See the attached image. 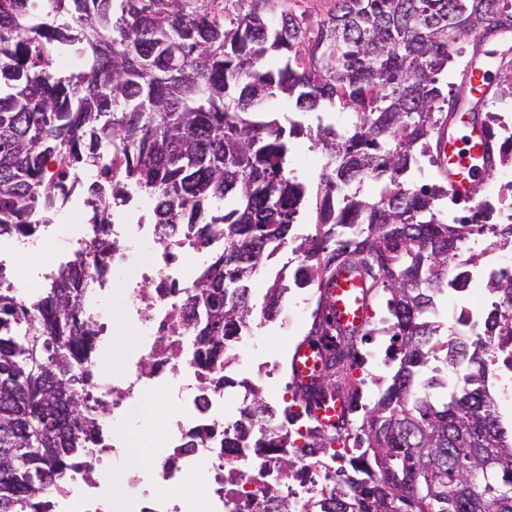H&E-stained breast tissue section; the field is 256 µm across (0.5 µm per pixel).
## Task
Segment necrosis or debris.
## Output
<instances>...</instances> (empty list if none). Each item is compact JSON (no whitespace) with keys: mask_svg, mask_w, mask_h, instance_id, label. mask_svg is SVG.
Returning <instances> with one entry per match:
<instances>
[{"mask_svg":"<svg viewBox=\"0 0 512 512\" xmlns=\"http://www.w3.org/2000/svg\"><path fill=\"white\" fill-rule=\"evenodd\" d=\"M98 175V170L81 168L70 178L67 250L36 267L30 277L52 278L65 263L89 266L93 286L82 311L105 343L110 340L112 284L127 277L123 307L128 322L138 328L141 343L127 354L122 374H111L100 362H93L90 398L107 403L109 412L99 422L100 436L90 443L89 454L59 478L51 512H112L117 501L108 474L115 465L121 468L120 502L127 512H256L257 504L267 501L286 503L288 512H316L337 472L354 420L324 433V441L334 448L325 458L311 456L292 442L281 445L283 431L302 438L308 435L300 418L281 426L250 422L240 411L225 415L224 390L214 380L223 376L227 359H238V350L230 348L228 357L199 365L196 333L182 318L190 292L187 266L200 253L194 233L157 223L151 197L134 190L112 206L105 233L112 242L111 252L98 260L89 256L87 246L97 236L96 203L84 188ZM56 237V227L49 224L43 225L40 236L21 246L0 237V288L13 289L24 302L35 301V292L16 279L15 257L19 249L38 250ZM149 389L164 390L175 401L177 413L160 435L153 467L143 471L124 463V429ZM257 435L263 447H254ZM286 455L297 460L288 477L279 468ZM198 479L206 490L195 495L189 487ZM158 487L167 489V496L156 497Z\"/></svg>","mask_w":512,"mask_h":512,"instance_id":"obj_1","label":"necrosis or debris"}]
</instances>
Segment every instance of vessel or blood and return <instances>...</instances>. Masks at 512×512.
Segmentation results:
<instances>
[{
	"label": "vessel or blood",
	"instance_id": "obj_1",
	"mask_svg": "<svg viewBox=\"0 0 512 512\" xmlns=\"http://www.w3.org/2000/svg\"><path fill=\"white\" fill-rule=\"evenodd\" d=\"M436 142L449 193L462 200L471 199L478 175L474 161L484 157L491 147L486 129L470 126L468 134L459 139L450 127L443 126L436 133ZM325 294L338 326L360 332L368 321V286L352 275L337 271L326 282ZM295 364L300 382L307 387L314 386L322 366L316 351L308 346L298 348ZM313 412L319 422L332 427L343 419L346 407L340 399L328 398L314 406Z\"/></svg>",
	"mask_w": 512,
	"mask_h": 512
}]
</instances>
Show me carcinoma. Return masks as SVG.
<instances>
[{
    "label": "carcinoma",
    "instance_id": "1",
    "mask_svg": "<svg viewBox=\"0 0 512 512\" xmlns=\"http://www.w3.org/2000/svg\"><path fill=\"white\" fill-rule=\"evenodd\" d=\"M0 0V235H36L34 212L55 209L75 164L113 147L126 154L109 168V195L136 188L155 201L161 224H186L220 256L192 285L204 313L196 358L229 348L253 314L249 281L291 240L306 187L288 170L289 138L302 125L265 120L283 96L299 112L338 102L356 115L338 132L318 124L313 140L331 163L322 174L318 223L342 239L323 257V241L294 247L298 288L322 285L347 254L375 267L390 293L383 332L398 366L343 458L345 485L322 512H512V435L487 396V341L502 314L483 316L482 332L435 341L436 299L471 281L473 258L458 246L476 222L440 218L448 196L438 183L408 184L422 158L436 163L435 117L448 103L443 77L454 45L482 28H512L509 0H334L312 30L279 0ZM86 58L62 76L48 52ZM383 180L376 198L336 193ZM83 272L64 269L33 307L0 288V512H46L58 476L94 439L85 411L87 367L98 330L81 317ZM486 287L512 299V276ZM287 287L268 288L264 315L280 312ZM460 373L448 389L441 367ZM250 414L277 417L259 389ZM495 462L491 486L475 482Z\"/></svg>",
    "mask_w": 512,
    "mask_h": 512
}]
</instances>
